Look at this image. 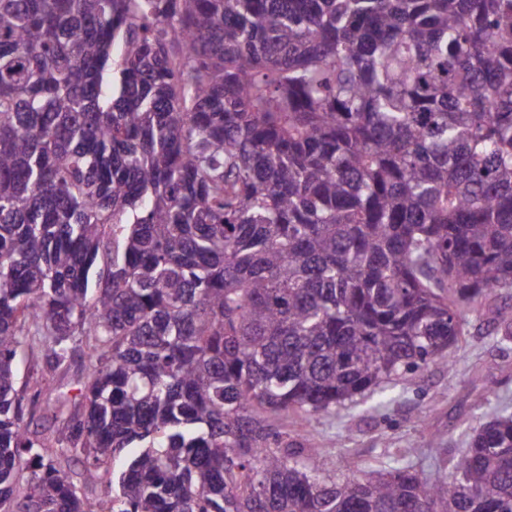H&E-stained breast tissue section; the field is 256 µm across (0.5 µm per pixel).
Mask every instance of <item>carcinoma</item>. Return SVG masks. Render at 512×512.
I'll return each mask as SVG.
<instances>
[{"instance_id":"cac0c4a2","label":"carcinoma","mask_w":512,"mask_h":512,"mask_svg":"<svg viewBox=\"0 0 512 512\" xmlns=\"http://www.w3.org/2000/svg\"><path fill=\"white\" fill-rule=\"evenodd\" d=\"M501 288L512 0H0V512H512V414L434 480L267 423L445 358ZM36 343L34 386L91 366L48 434Z\"/></svg>"}]
</instances>
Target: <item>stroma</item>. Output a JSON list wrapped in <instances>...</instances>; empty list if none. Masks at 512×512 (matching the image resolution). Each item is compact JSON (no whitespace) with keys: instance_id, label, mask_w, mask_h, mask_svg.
Instances as JSON below:
<instances>
[{"instance_id":"stroma-1","label":"stroma","mask_w":512,"mask_h":512,"mask_svg":"<svg viewBox=\"0 0 512 512\" xmlns=\"http://www.w3.org/2000/svg\"><path fill=\"white\" fill-rule=\"evenodd\" d=\"M445 359L403 374L383 404L358 398L289 430L290 442L321 452L325 475L342 478L409 455L430 477L447 474L449 458L467 448L474 428L495 415L512 414V338L478 317ZM442 436L440 457L430 452L432 433Z\"/></svg>"}]
</instances>
